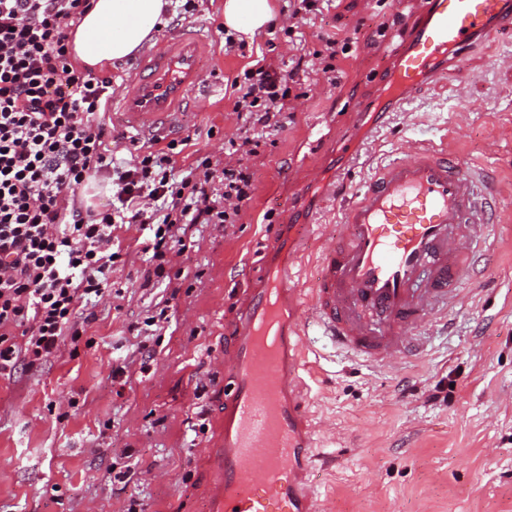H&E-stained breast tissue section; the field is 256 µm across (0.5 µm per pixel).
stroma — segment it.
<instances>
[{"label":"stroma","mask_w":512,"mask_h":512,"mask_svg":"<svg viewBox=\"0 0 512 512\" xmlns=\"http://www.w3.org/2000/svg\"><path fill=\"white\" fill-rule=\"evenodd\" d=\"M296 0H275V16L252 41L225 47L224 0H206L192 21L216 49L205 65L213 95L200 96L179 130L189 145L182 171L201 157L228 162L229 140L247 125L231 84L251 52L276 71L292 67L284 27ZM420 0H341L302 26L308 52L292 85L293 117L250 158L254 194L235 223L199 224L193 245L173 260L170 284L144 280L145 231H114L132 255L112 268L90 305L87 342L0 376V512H207L203 451L219 434L224 367L216 360L225 325L246 289L257 287L279 224H314L295 267L313 284L321 248L339 236L340 211L372 166L418 143L445 144L476 167L498 221L476 250L477 277L465 283L445 323L427 327L424 349L382 368L313 337L302 376L320 464L311 480L319 512H512V34L485 40L444 79L424 85L369 130L362 100L386 95L392 39L408 31ZM390 21L379 34L380 21ZM349 38L336 82L323 75L315 30ZM360 142L354 162L338 150ZM342 186L329 195L331 177ZM167 310L164 328L134 329ZM154 351L143 362L137 347ZM130 386L115 394L112 369ZM76 406H69V399Z\"/></svg>","instance_id":"1"}]
</instances>
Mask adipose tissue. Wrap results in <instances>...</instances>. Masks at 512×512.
<instances>
[{
    "label": "adipose tissue",
    "instance_id": "adipose-tissue-1",
    "mask_svg": "<svg viewBox=\"0 0 512 512\" xmlns=\"http://www.w3.org/2000/svg\"><path fill=\"white\" fill-rule=\"evenodd\" d=\"M167 0H93L72 30V53L81 67L99 69L137 53L152 38ZM273 18L271 0H224V27L253 38Z\"/></svg>",
    "mask_w": 512,
    "mask_h": 512
}]
</instances>
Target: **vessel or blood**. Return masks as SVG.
Returning <instances> with one entry per match:
<instances>
[{"instance_id":"b4317fda","label":"vessel or blood","mask_w":512,"mask_h":512,"mask_svg":"<svg viewBox=\"0 0 512 512\" xmlns=\"http://www.w3.org/2000/svg\"><path fill=\"white\" fill-rule=\"evenodd\" d=\"M512 31V0H425L389 74L379 113L407 102L491 31ZM213 52L182 27L146 50L111 104L113 124L150 140L178 128L205 87ZM344 231L318 258L313 287L290 285L309 231L283 239L262 287L240 300L220 358L224 434L205 454L213 472L209 512H317L307 490L312 426L300 376L299 334L308 307L331 343L388 367L442 321L471 272L473 246L487 238V198L477 176L447 148L417 145L378 166L341 211Z\"/></svg>"}]
</instances>
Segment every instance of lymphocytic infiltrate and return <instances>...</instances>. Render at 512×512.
Returning <instances> with one entry per match:
<instances>
[{
	"mask_svg": "<svg viewBox=\"0 0 512 512\" xmlns=\"http://www.w3.org/2000/svg\"><path fill=\"white\" fill-rule=\"evenodd\" d=\"M91 2L0 0V374L79 345V312L104 294L121 257L114 224L150 226L147 275L163 281L189 229L235 223L254 192L242 159L257 153L256 130L288 123L290 78L256 59L232 83L252 129L230 143L239 163L218 169L204 157L175 180L176 142L133 139L118 156L105 119L112 79L69 54ZM105 173L115 204L85 203L81 190Z\"/></svg>",
	"mask_w": 512,
	"mask_h": 512,
	"instance_id": "f902f5d3",
	"label": "lymphocytic infiltrate"
}]
</instances>
